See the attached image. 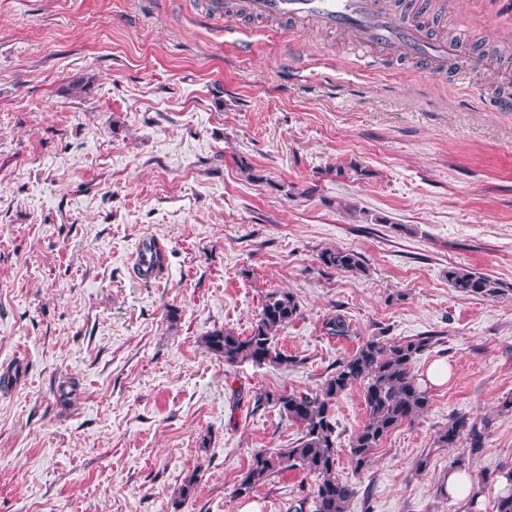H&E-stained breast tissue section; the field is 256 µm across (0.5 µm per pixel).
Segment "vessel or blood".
<instances>
[{
    "mask_svg": "<svg viewBox=\"0 0 512 512\" xmlns=\"http://www.w3.org/2000/svg\"><path fill=\"white\" fill-rule=\"evenodd\" d=\"M252 16L314 25L332 33L357 36L379 61L405 57L430 71H445L456 49L446 37L403 21L388 0H249Z\"/></svg>",
    "mask_w": 512,
    "mask_h": 512,
    "instance_id": "b4317fda",
    "label": "vessel or blood"
}]
</instances>
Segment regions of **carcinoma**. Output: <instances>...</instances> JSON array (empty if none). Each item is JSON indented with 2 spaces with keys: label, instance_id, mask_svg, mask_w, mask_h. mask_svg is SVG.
Returning a JSON list of instances; mask_svg holds the SVG:
<instances>
[{
  "label": "carcinoma",
  "instance_id": "cac0c4a2",
  "mask_svg": "<svg viewBox=\"0 0 512 512\" xmlns=\"http://www.w3.org/2000/svg\"><path fill=\"white\" fill-rule=\"evenodd\" d=\"M320 263L339 274L366 272L361 253L350 249L330 248L321 251ZM448 282L465 296L496 298L506 295L502 282L483 273L461 267L448 269ZM301 315L298 299L288 291H273L266 295L259 317L247 336L216 330L205 338L207 348L233 365L251 362L255 365L288 366L294 358L282 353L276 344L284 326ZM325 334L344 337L351 325L343 314L333 315L323 322ZM434 337L416 336L396 342L377 338L364 342L354 354L336 363L316 393L265 392L256 396L259 406L272 403L280 413L301 429V436L287 448L256 452L239 484L234 489L238 497L250 494L260 483L274 474L302 469L315 480L313 490L289 507V512H344L346 503L356 495V488L336 477L338 451L336 420L332 412L336 399L358 385L362 389L367 418L350 441V454L355 469L368 465L383 439L404 423L411 424L430 406V397L413 376V363L418 355L433 345ZM490 422L456 414L436 436L440 448H453L465 441L470 453L484 447ZM498 477L507 480V491L499 492L496 512H512V467L502 469Z\"/></svg>",
  "mask_w": 512,
  "mask_h": 512
}]
</instances>
